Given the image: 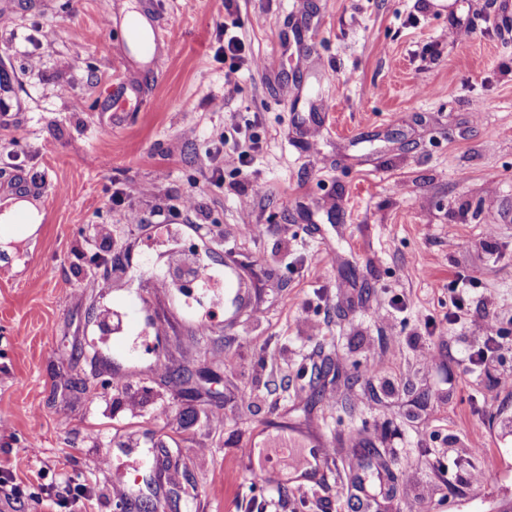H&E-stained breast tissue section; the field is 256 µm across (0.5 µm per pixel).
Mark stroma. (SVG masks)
I'll list each match as a JSON object with an SVG mask.
<instances>
[{
    "mask_svg": "<svg viewBox=\"0 0 512 512\" xmlns=\"http://www.w3.org/2000/svg\"><path fill=\"white\" fill-rule=\"evenodd\" d=\"M502 0H0V203L44 213L0 249V465L25 495L0 512H503L512 501V33ZM153 20L162 59L110 22ZM260 69L225 57L221 27ZM471 27L448 40V26ZM237 88L224 92V75ZM223 102L216 110L215 102ZM250 127L245 174L211 188L210 140ZM195 129V139L185 132ZM152 194H143V187ZM198 196L209 234L137 226ZM122 266L91 267L95 225ZM262 224L263 235L240 231ZM252 283L234 323L158 285L180 237ZM465 315L442 336L448 285ZM147 308L115 349L102 318ZM504 347L485 370L475 317ZM159 341L167 374L143 344ZM434 344L437 369L420 351ZM321 434L331 449L299 439ZM487 478L460 480L472 439ZM174 483L154 492L157 470ZM276 464L279 485L249 467Z\"/></svg>",
    "mask_w": 512,
    "mask_h": 512,
    "instance_id": "stroma-1",
    "label": "stroma"
}]
</instances>
